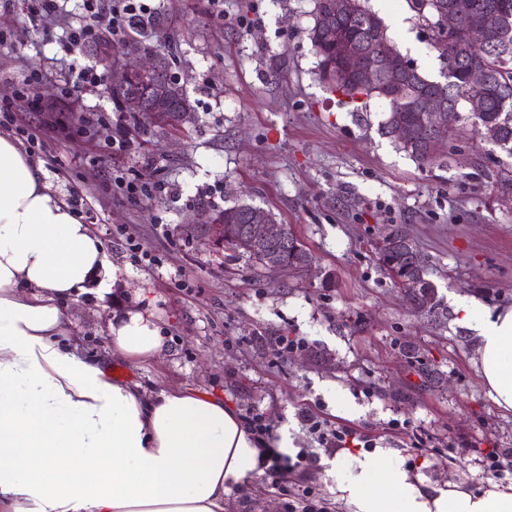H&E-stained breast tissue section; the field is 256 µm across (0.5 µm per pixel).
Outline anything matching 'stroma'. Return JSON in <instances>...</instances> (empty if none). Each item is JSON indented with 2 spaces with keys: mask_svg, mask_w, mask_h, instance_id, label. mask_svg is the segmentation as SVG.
<instances>
[{
  "mask_svg": "<svg viewBox=\"0 0 512 512\" xmlns=\"http://www.w3.org/2000/svg\"><path fill=\"white\" fill-rule=\"evenodd\" d=\"M152 5L168 29L139 37L176 57L173 72L195 109L182 136L133 126L107 89L75 84L73 55L96 65L93 41L109 33L82 0L36 26L21 9L0 10L8 36L0 78L34 68L42 75L36 104L17 106L42 132L31 155L62 159L65 176H47L57 193L94 178L82 219L121 268L104 299L82 295L64 307L88 355L123 380L187 386L241 416L261 414L270 431L289 426L303 458L293 481L325 498L324 460L358 449L322 447L307 413L367 434L425 485H512L477 454L512 450V410L490 397L476 339L455 313L461 298L491 311L512 305V159L494 162L466 133L422 167L381 134L383 102L370 99L360 111L339 103L315 75L314 0ZM367 5L400 52L438 78L442 62L404 0ZM78 24L93 36L71 55L63 45ZM90 112L105 123L79 132L75 117ZM121 140L133 150L111 158L110 143ZM119 176L163 190L134 201L117 189ZM210 204L270 210L312 252V269L272 272L204 232L187 233ZM396 225L428 260L438 315L403 300L378 263L376 244ZM128 310L164 326L156 360L134 366L111 356L108 323ZM284 339L295 346L282 354ZM272 482L266 474L233 489L227 512H289Z\"/></svg>",
  "mask_w": 512,
  "mask_h": 512,
  "instance_id": "35a3bbf8",
  "label": "stroma"
}]
</instances>
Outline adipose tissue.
<instances>
[{"mask_svg": "<svg viewBox=\"0 0 512 512\" xmlns=\"http://www.w3.org/2000/svg\"><path fill=\"white\" fill-rule=\"evenodd\" d=\"M117 268L103 241L51 191L42 165L0 134V512H224V497L266 460L294 453L288 429L257 438L222 400L113 378L83 352L63 305L104 298ZM494 402L512 410V307L477 313ZM113 357L153 361L161 326L128 311L109 324ZM348 512H512V487H429L385 449L331 461Z\"/></svg>", "mask_w": 512, "mask_h": 512, "instance_id": "ef3b65f1", "label": "adipose tissue"}]
</instances>
